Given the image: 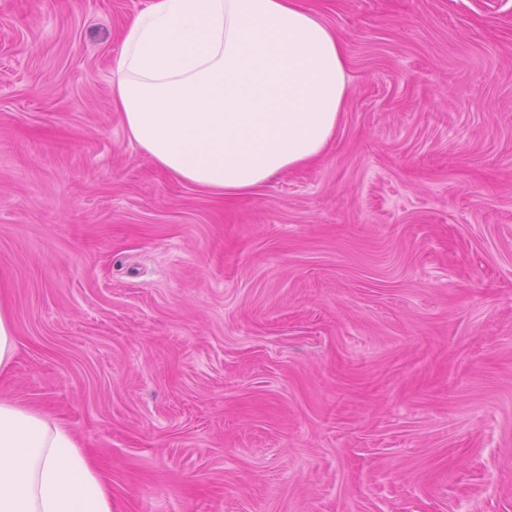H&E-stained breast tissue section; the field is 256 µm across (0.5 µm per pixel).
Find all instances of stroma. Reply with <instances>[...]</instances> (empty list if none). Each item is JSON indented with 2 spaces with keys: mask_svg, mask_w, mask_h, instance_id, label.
I'll return each mask as SVG.
<instances>
[{
  "mask_svg": "<svg viewBox=\"0 0 512 512\" xmlns=\"http://www.w3.org/2000/svg\"><path fill=\"white\" fill-rule=\"evenodd\" d=\"M148 0H0V398L112 512H512V0H306L350 91L231 200L112 106ZM16 343L13 325L0 300V370L7 369L14 358Z\"/></svg>",
  "mask_w": 512,
  "mask_h": 512,
  "instance_id": "stroma-1",
  "label": "stroma"
}]
</instances>
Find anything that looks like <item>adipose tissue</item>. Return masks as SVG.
I'll use <instances>...</instances> for the list:
<instances>
[{"instance_id": "ef3b65f1", "label": "adipose tissue", "mask_w": 512, "mask_h": 512, "mask_svg": "<svg viewBox=\"0 0 512 512\" xmlns=\"http://www.w3.org/2000/svg\"><path fill=\"white\" fill-rule=\"evenodd\" d=\"M131 143L219 197L317 161L349 94L344 48L301 0H150L121 35ZM0 512H112L65 426L0 399Z\"/></svg>"}]
</instances>
